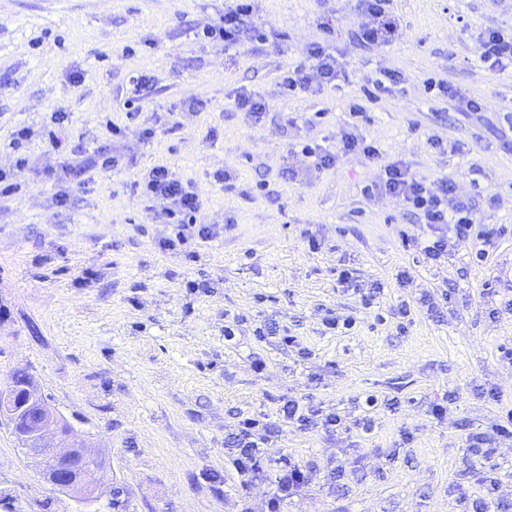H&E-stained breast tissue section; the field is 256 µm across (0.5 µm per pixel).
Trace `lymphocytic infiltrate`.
<instances>
[{
    "label": "lymphocytic infiltrate",
    "instance_id": "1",
    "mask_svg": "<svg viewBox=\"0 0 512 512\" xmlns=\"http://www.w3.org/2000/svg\"><path fill=\"white\" fill-rule=\"evenodd\" d=\"M366 20L355 34L361 44L381 48L389 45L398 35V24L391 10V0H359ZM251 0H225L224 15L218 25L203 29L206 39H219L225 49L240 46L244 38L266 39V30L251 22ZM308 64L287 69L280 85L290 96L319 91L335 86L343 75L342 65L329 44L314 42L307 49ZM479 61L485 69L503 71L512 69V33L496 28L486 29L480 36ZM69 116L64 112L52 113L43 138L52 150L61 156L60 171L63 179L84 184L92 173L118 170L120 161L105 152L90 155H72L61 137ZM380 189L395 197L403 210L418 216L421 223L434 231L433 240L422 243L421 250L429 259H437L448 249L469 243L473 236L489 240V232H477V217L473 204L454 196V185L448 179L438 183L411 174L397 162L384 167ZM143 193L151 200L161 201L162 207L152 219L162 224L165 231L158 240L162 250H178L215 241L217 227L197 223L201 207L200 194L193 183L172 177L167 165H154L143 180ZM276 431L275 425L246 417L240 420L236 433L229 436L227 447L237 449L236 461L246 465L253 454L262 453L268 439Z\"/></svg>",
    "mask_w": 512,
    "mask_h": 512
}]
</instances>
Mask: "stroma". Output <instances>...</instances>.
I'll return each instance as SVG.
<instances>
[{
  "instance_id": "obj_1",
  "label": "stroma",
  "mask_w": 512,
  "mask_h": 512,
  "mask_svg": "<svg viewBox=\"0 0 512 512\" xmlns=\"http://www.w3.org/2000/svg\"><path fill=\"white\" fill-rule=\"evenodd\" d=\"M252 5L270 41L228 51L197 37L224 0H0V169L15 185L0 194V388L27 371L105 460L110 485L126 489V512H269L273 485L241 473L224 438L245 417L279 423L289 399L345 421L333 432L282 426L269 442L268 460L304 474L281 512H468L491 479L499 512H512V438L488 459L466 443L512 413V72L478 62L484 29L512 30V5L394 0L399 36L379 51L353 37L365 21L358 0ZM325 23L344 79L285 95L282 72L305 65ZM384 69L401 76L396 94L350 119L349 102ZM140 73L151 84L131 123L122 103ZM430 77L457 99L427 92ZM243 92L265 101L263 117L234 107ZM195 96L204 111L192 109ZM472 97L482 111H467ZM54 112L69 115L68 146L122 163L67 188L63 207L60 158L41 134ZM109 121L125 135L106 137ZM20 125L31 134L22 167L10 145ZM147 127L157 130L149 142ZM346 130L376 142L382 161L346 153L320 170L301 151L337 152ZM386 160L474 199L479 223L497 231L486 264H473L468 246L433 264L417 256L409 243L423 224L394 197L362 192ZM159 163L199 187L198 223L224 228L196 259L152 244L163 227L140 181ZM221 172L229 186L215 182ZM307 233L318 253H307ZM343 267L382 285L379 308L338 283ZM188 279L205 289H183ZM423 293L440 317L415 308ZM330 311L353 317L354 331L329 333ZM265 320L295 344L254 336ZM367 414L369 433L358 425ZM78 508L0 422V512Z\"/></svg>"
}]
</instances>
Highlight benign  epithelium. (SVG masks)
<instances>
[{"instance_id":"obj_1","label":"benign epithelium","mask_w":512,"mask_h":512,"mask_svg":"<svg viewBox=\"0 0 512 512\" xmlns=\"http://www.w3.org/2000/svg\"><path fill=\"white\" fill-rule=\"evenodd\" d=\"M9 408L0 407V418L14 422L29 416L35 411L40 418L36 428L27 435L30 448L26 452L30 458L40 461L52 460L54 467L46 476L53 488L70 493L82 506L80 512H97L100 501L98 490L104 484L105 466L101 458L81 445L71 425L58 414L44 411L40 400L29 396L28 400H14L8 394Z\"/></svg>"}]
</instances>
